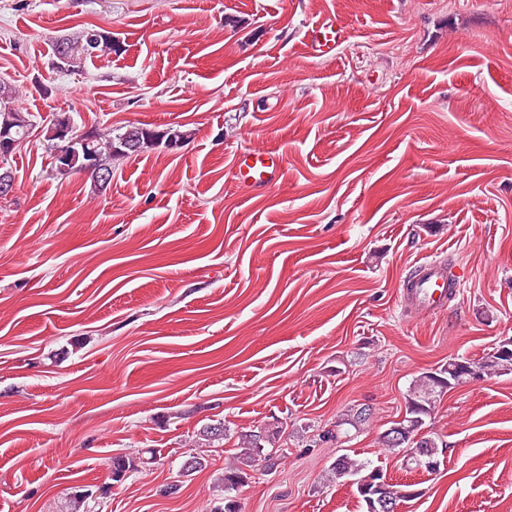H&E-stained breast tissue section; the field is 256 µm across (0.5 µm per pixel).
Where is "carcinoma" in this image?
I'll return each instance as SVG.
<instances>
[{
	"mask_svg": "<svg viewBox=\"0 0 512 512\" xmlns=\"http://www.w3.org/2000/svg\"><path fill=\"white\" fill-rule=\"evenodd\" d=\"M81 42L84 45L83 60L92 59L101 53L112 50V36L98 26L87 27L76 37H63L53 43V67L57 70L68 71L81 67V63L72 62L64 53L71 43ZM13 91L0 83V131L8 132L9 138L19 142L30 134V123L23 113L11 108ZM184 139L179 131L160 133L145 125H130L122 133L111 136L105 142L95 141L97 166L103 172L112 173V160L116 157L138 154L165 143L169 146ZM478 367L483 374H502L512 372V340L501 341L492 350L479 359L463 357L451 358L448 363L434 371L422 373L411 388L407 401L405 416L381 435V443L386 448H402L407 453L408 464L416 468L435 470L439 463L438 443L435 439L419 435L425 423V418L431 415L436 394L445 392L461 384L469 382L467 368ZM280 430L274 427L265 432L248 434L241 438L240 451L235 460L224 467V473L219 478V486L223 492L222 504L216 506L213 512H241L240 504L234 492L249 479L248 470L259 465V461L273 460V455L265 452V448L275 444ZM156 459L154 450H147L138 458L116 456L112 458V481L118 483L125 475L143 465H149ZM355 478L358 494L364 502H369L372 494L369 490L376 486L379 469L370 463L349 455L338 457L330 466L328 473L333 478H339V470ZM105 494L107 490L96 492L90 486H75L69 497L70 512H85L86 504L95 499L97 494Z\"/></svg>",
	"mask_w": 512,
	"mask_h": 512,
	"instance_id": "1",
	"label": "carcinoma"
}]
</instances>
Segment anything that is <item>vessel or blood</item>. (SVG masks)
<instances>
[{
  "instance_id": "vessel-or-blood-1",
  "label": "vessel or blood",
  "mask_w": 512,
  "mask_h": 512,
  "mask_svg": "<svg viewBox=\"0 0 512 512\" xmlns=\"http://www.w3.org/2000/svg\"><path fill=\"white\" fill-rule=\"evenodd\" d=\"M345 31L332 19L313 25L306 34V45L311 53L324 56L344 41ZM284 168L282 154L270 148H248L234 158V177L244 188L261 191L275 184ZM446 264L432 259L416 266L414 273L405 280L403 298L410 309L430 313L443 309L453 288L458 287Z\"/></svg>"
}]
</instances>
